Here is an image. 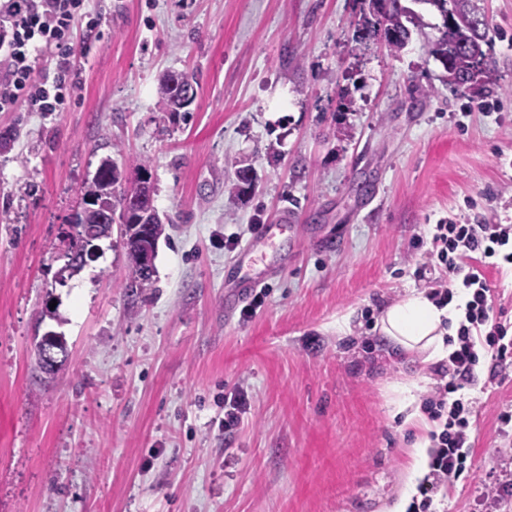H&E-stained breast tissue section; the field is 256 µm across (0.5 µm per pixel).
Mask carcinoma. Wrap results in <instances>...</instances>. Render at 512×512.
Instances as JSON below:
<instances>
[{
  "label": "carcinoma",
  "mask_w": 512,
  "mask_h": 512,
  "mask_svg": "<svg viewBox=\"0 0 512 512\" xmlns=\"http://www.w3.org/2000/svg\"><path fill=\"white\" fill-rule=\"evenodd\" d=\"M369 9L379 16L383 26L385 45L393 55L400 54L410 38L409 25L415 16L401 5V0H363ZM433 6L443 19L439 36L431 42L429 53L443 63L445 81L464 89L471 96L480 98L487 92L483 76L488 67V56L484 45L488 44L487 32L478 33L472 26L473 18L481 15L477 0H421ZM198 86L195 75L187 72H169L160 79L157 87V111L174 117L187 111L185 94ZM126 167L132 170L131 186H121L122 176L115 162L105 158L101 161L90 184L84 186L82 211L75 214L70 224L67 257L81 258L88 247L79 225L82 213L93 216L110 213L122 224H133L137 220L134 197L142 192L143 184L151 183L148 176L149 161L130 158ZM165 234V222L158 216L149 224L147 238L126 239L129 261V278L126 287L131 292H143L153 287L155 269L145 270L138 262V254L148 248L156 253L159 239Z\"/></svg>",
  "instance_id": "carcinoma-1"
}]
</instances>
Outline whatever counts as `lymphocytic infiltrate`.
I'll return each instance as SVG.
<instances>
[{"mask_svg": "<svg viewBox=\"0 0 512 512\" xmlns=\"http://www.w3.org/2000/svg\"><path fill=\"white\" fill-rule=\"evenodd\" d=\"M86 0H0V112L30 103L57 111L71 87L66 63L75 21L87 17ZM61 63L52 78L34 79L40 58ZM418 244L425 261L418 277L427 280L438 305L457 303V336L445 360L430 369L433 384L422 401L432 423L427 470L407 512H442L459 477L469 468L478 399L473 391L482 360L490 377L512 363V323L493 312L489 271L512 270V224H432Z\"/></svg>", "mask_w": 512, "mask_h": 512, "instance_id": "obj_1", "label": "lymphocytic infiltrate"}]
</instances>
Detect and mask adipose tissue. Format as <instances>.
I'll list each match as a JSON object with an SVG mask.
<instances>
[{
    "label": "adipose tissue",
    "instance_id": "adipose-tissue-1",
    "mask_svg": "<svg viewBox=\"0 0 512 512\" xmlns=\"http://www.w3.org/2000/svg\"><path fill=\"white\" fill-rule=\"evenodd\" d=\"M454 318L451 308L438 307L425 293L414 291L384 310L381 331L403 350L437 360L444 356V324Z\"/></svg>",
    "mask_w": 512,
    "mask_h": 512
}]
</instances>
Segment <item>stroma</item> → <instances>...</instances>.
Instances as JSON below:
<instances>
[{
    "instance_id": "stroma-1",
    "label": "stroma",
    "mask_w": 512,
    "mask_h": 512,
    "mask_svg": "<svg viewBox=\"0 0 512 512\" xmlns=\"http://www.w3.org/2000/svg\"><path fill=\"white\" fill-rule=\"evenodd\" d=\"M401 56L361 0H89L74 88L57 112H0V512H386L411 498L409 421L424 355L366 316L411 291L415 239L453 218L512 222V0L489 22L488 95L445 82L428 53L442 18L422 0ZM195 73L188 112L156 110L164 71ZM434 87L412 106V85ZM149 160L153 205L172 222L154 286L133 295L120 233L71 277L65 235L104 158ZM256 187L230 198L241 164ZM289 228L283 263L250 320L224 313V274L253 224ZM369 344H362L360 330ZM67 361L41 383L35 345ZM250 411L225 433L238 387ZM472 465L448 512H512L497 414L512 370L480 393Z\"/></svg>"
}]
</instances>
